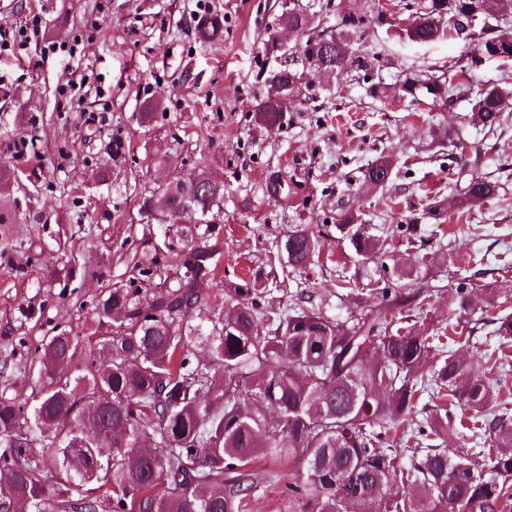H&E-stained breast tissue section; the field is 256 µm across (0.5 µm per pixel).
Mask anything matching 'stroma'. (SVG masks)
Here are the masks:
<instances>
[{
	"mask_svg": "<svg viewBox=\"0 0 512 512\" xmlns=\"http://www.w3.org/2000/svg\"><path fill=\"white\" fill-rule=\"evenodd\" d=\"M280 0H0V162L30 140L26 173L13 194L20 217L17 251L0 255V393L27 402L38 386L17 371L44 336L66 326L85 334L93 303L108 286L129 284L133 252L164 245L165 274L179 263L177 244H165L158 225L141 221L144 194L188 172L224 180V215L211 225L209 244L220 250L219 287L196 320L207 323L226 291L259 272L266 300L282 308L310 299L332 319L354 308L338 276L377 279L356 270L334 224L341 212L368 224H416L414 242H388L387 268L400 269L411 250L427 253L414 271L434 288L431 316L467 330L498 314L512 299V126L483 135L471 123L468 101L428 112L372 98L367 83L320 77L313 91L291 99L287 122L268 132L255 121L272 77L299 37L279 24ZM219 13L224 33L199 41L200 18ZM413 12L373 25L360 50L380 53L378 76L400 72L454 76L471 53L462 40L418 44L398 38ZM79 90L61 92L66 80ZM469 125L483 153L481 171L499 182L498 196L467 212L450 204L463 191L447 168L435 128ZM126 147L111 184L113 138ZM172 165L158 163L162 155ZM394 160L388 189L392 211L382 212L364 175L377 158ZM296 224L318 225L319 259L290 272L276 243ZM102 269L104 278L87 276ZM466 279L472 306L458 314L446 284Z\"/></svg>",
	"mask_w": 512,
	"mask_h": 512,
	"instance_id": "1",
	"label": "stroma"
}]
</instances>
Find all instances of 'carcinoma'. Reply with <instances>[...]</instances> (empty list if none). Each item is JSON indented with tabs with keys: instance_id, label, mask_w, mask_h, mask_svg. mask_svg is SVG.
<instances>
[{
	"instance_id": "obj_1",
	"label": "carcinoma",
	"mask_w": 512,
	"mask_h": 512,
	"mask_svg": "<svg viewBox=\"0 0 512 512\" xmlns=\"http://www.w3.org/2000/svg\"><path fill=\"white\" fill-rule=\"evenodd\" d=\"M359 2L334 30L317 29L293 5L280 14L300 35L293 62L274 76L289 93L308 87L326 67L365 83L373 78L379 56L355 45L386 14L373 19ZM413 7L417 18L398 37L427 44L456 36L489 59L512 60V31L499 27L512 18V0H394L391 9ZM372 87L374 97L431 110L469 94L472 118L487 132L509 122L505 89L474 86L463 68L456 82L443 74H402ZM286 112L288 103L267 96L255 120L277 130ZM440 138L452 147L455 175L466 177L456 209L496 198L499 184L479 171L481 150L464 129L446 128ZM391 166L388 157L371 164L366 183L385 189ZM18 172L0 164V254L17 248L10 225L19 212L11 197ZM188 202L215 220L223 214L224 187L197 185L187 173L160 199L144 197L141 207L154 206L153 223L170 228L176 222L168 209ZM335 229L356 261L380 266L384 280L368 290L336 280L355 293L359 308L344 320L313 307L271 312L255 278L225 296L210 325L194 323L206 290L218 286L219 264L206 233L187 224L174 237L192 265L155 284L158 256L145 255L134 263L144 287L109 288L96 301L97 347L79 374L68 367L82 349L80 336L61 328L44 337L37 361L18 368L23 376L36 373L38 399L28 404L0 394V512H246L256 488L277 477L253 467L260 457L300 461L285 512H512V414L495 395L500 379L445 350L442 329L424 316L433 294L410 277L426 256L411 254L407 270L387 278L388 239L404 236L412 244L417 225L388 224L375 235L344 212ZM277 247L300 272L320 254L321 230L296 224ZM448 287L457 309L467 311L466 283ZM492 335L506 351L511 313L494 318ZM194 338L208 346L205 363L187 351ZM423 392L437 405L422 425L414 414ZM399 427L402 437L389 443V431ZM461 427L483 448L463 451ZM406 438L430 441L412 450L410 494L397 485Z\"/></svg>"
}]
</instances>
